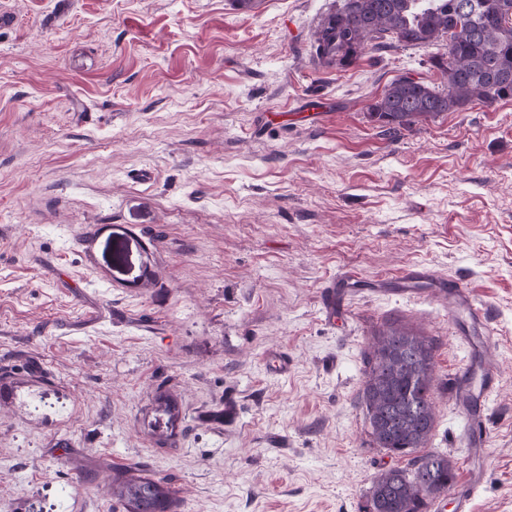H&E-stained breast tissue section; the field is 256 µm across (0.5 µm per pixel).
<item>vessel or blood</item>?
I'll use <instances>...</instances> for the list:
<instances>
[{
    "label": "vessel or blood",
    "instance_id": "1",
    "mask_svg": "<svg viewBox=\"0 0 512 512\" xmlns=\"http://www.w3.org/2000/svg\"><path fill=\"white\" fill-rule=\"evenodd\" d=\"M353 284V279L347 277L327 282L321 291L325 312H333L338 297ZM397 284L404 293L431 291L439 294L447 299L449 312L461 314L466 320L467 327L462 330L461 338L467 344L471 358L456 378L455 392L467 420V446L472 458H479L485 447L479 427L498 388L497 366L480 343L481 336L487 335L490 329L489 313L474 302L471 293L459 280L443 277L425 267L405 269ZM482 480L481 471L470 470L467 480L456 486L452 499L437 497L435 512H473V502Z\"/></svg>",
    "mask_w": 512,
    "mask_h": 512
}]
</instances>
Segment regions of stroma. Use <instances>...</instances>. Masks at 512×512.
I'll return each mask as SVG.
<instances>
[{
    "label": "stroma",
    "mask_w": 512,
    "mask_h": 512,
    "mask_svg": "<svg viewBox=\"0 0 512 512\" xmlns=\"http://www.w3.org/2000/svg\"><path fill=\"white\" fill-rule=\"evenodd\" d=\"M55 2L0 0V507L122 512L106 484L132 469L176 512H365L404 464L362 401L393 322L434 343L425 449L464 477L460 322L374 288L419 265L491 313L474 512H512V100L384 132L394 79L443 78L401 45L315 65L341 0ZM346 271L361 289L328 318ZM357 282L349 277H340L333 278L326 283L321 291L322 305L326 314L334 311L338 297Z\"/></svg>",
    "instance_id": "obj_1"
}]
</instances>
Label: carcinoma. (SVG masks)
<instances>
[{
    "label": "carcinoma",
    "instance_id": "obj_1",
    "mask_svg": "<svg viewBox=\"0 0 512 512\" xmlns=\"http://www.w3.org/2000/svg\"><path fill=\"white\" fill-rule=\"evenodd\" d=\"M457 2L342 0L315 32L312 60L346 68L368 48L443 46L436 55L443 90L401 76L371 106L370 118L393 133L443 112L512 99V21L505 10L512 0H469L467 22ZM433 351L428 337L392 323L365 355L362 399L374 442L407 459L405 467L378 474L366 512H429L433 499L456 483L448 457L419 453L435 424ZM111 490L125 512H171L166 479L125 471L112 476Z\"/></svg>",
    "mask_w": 512,
    "mask_h": 512
}]
</instances>
